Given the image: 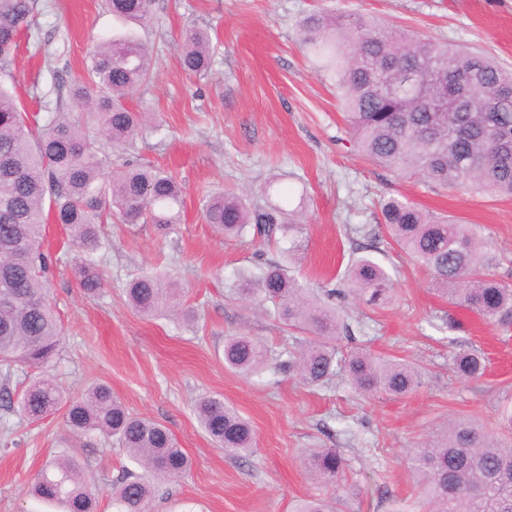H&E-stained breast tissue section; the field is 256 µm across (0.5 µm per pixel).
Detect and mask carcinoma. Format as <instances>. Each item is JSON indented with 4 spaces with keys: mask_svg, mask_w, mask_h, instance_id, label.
Masks as SVG:
<instances>
[{
    "mask_svg": "<svg viewBox=\"0 0 512 512\" xmlns=\"http://www.w3.org/2000/svg\"><path fill=\"white\" fill-rule=\"evenodd\" d=\"M152 0H106L112 14L135 25L151 18ZM38 0H0V367L37 370L59 352L63 329L49 298L54 266L44 250L47 221L63 226L83 260L74 268L79 288L96 295L105 278L96 254L104 247L101 225L116 212L125 224H151L164 232L180 223L183 189L165 171L125 164L105 171L99 147L82 130L83 118L97 123L112 146L132 138L145 122L127 95L152 77L148 46L128 30L93 44L88 79L69 86L72 102L85 114L49 112L31 117L8 87L10 65L22 32L35 24ZM302 43L331 74L353 146L370 162L396 173L461 191L512 196V71L480 53L417 38L363 15L312 13L302 22ZM181 65L203 75L210 69L207 31L185 30L178 45ZM445 102L444 111L436 104ZM379 223L411 260L429 269L435 290L488 325L512 327V283L489 273L494 264L488 241L466 224L436 217L406 199L379 203ZM282 205L253 209L231 192L204 196L202 217L226 237L250 233L267 244L284 240L283 260L268 261L254 275H240L234 293L258 297L270 314L302 333L278 366L302 382L322 386L344 374L364 395L406 397L422 386L418 367L359 347L347 354L339 344L354 340L342 311L309 294L286 263L299 255L296 234ZM368 305L392 302L387 272L369 256L346 269L343 288ZM132 308L147 317L180 308L181 295L161 273L141 274L126 288ZM271 358L259 340L244 334L224 340V363L246 375H261ZM458 376L479 378L485 364L474 350L451 357ZM20 413L37 421L60 410L78 438L96 434L117 439L146 474L122 471L112 481L114 512H150L154 484L183 477L191 467L167 427L134 416L99 384L79 399L54 381L33 380L22 394ZM202 429L228 455L248 458L255 445L250 423L217 397L196 404ZM303 464L336 488L330 499L300 500L293 512H341L347 489L344 458L334 448L310 454ZM418 476L419 504L427 512H512V443L497 432L458 420L431 433L408 461ZM30 492L63 512H96L95 490L75 457L52 459L35 476Z\"/></svg>",
    "mask_w": 512,
    "mask_h": 512,
    "instance_id": "cac0c4a2",
    "label": "carcinoma"
}]
</instances>
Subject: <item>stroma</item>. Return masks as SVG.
<instances>
[{"mask_svg": "<svg viewBox=\"0 0 512 512\" xmlns=\"http://www.w3.org/2000/svg\"><path fill=\"white\" fill-rule=\"evenodd\" d=\"M38 23L22 36L14 64L16 93L29 111L69 112L58 79L84 75L89 48L123 31L104 0H39ZM364 14L470 50L490 53L512 69V0H153L137 33L149 46L153 78L129 104L149 122L116 148L94 124L111 166L150 163L171 172L184 189L181 223L164 234L148 224L105 225L97 258L106 286L83 294L73 267L81 258L61 225L50 223L45 248L56 261L50 296L64 327L58 357L45 368L69 396L105 384L134 415L169 428L191 459L183 478L157 485L152 512H291L297 500L329 495L300 459L313 448H337L352 494L348 512H420L417 478L406 459L435 428L471 419L493 429L512 409V329L487 326L450 304L430 274L402 253L376 223L377 203L406 198L424 210L475 225L494 244L501 278L512 277V198L434 187L372 164L349 141L330 77L306 53L299 24L308 14ZM211 42L208 76L186 73L176 48L189 27ZM275 188L272 196L261 189ZM224 190L253 207L289 195L303 215L304 258L295 270L315 295L339 287L358 249L389 273L394 300L370 307L336 297L356 345L421 366L424 384L404 397L365 396L343 377L327 386L304 384L270 367L263 378L224 364V339L243 333L273 353L291 333L256 300L233 294L238 272L277 250L260 239L228 241L205 224L204 194ZM165 271L196 312L186 327L142 316L124 289L135 276ZM480 351L485 374L459 379L450 356ZM218 396L252 424L256 448L248 460L216 447L200 427L196 402ZM72 455L95 483L98 512H113L111 483L131 461L116 440L75 442L61 414L30 422L0 405V512H56L33 498L29 483L51 458Z\"/></svg>", "mask_w": 512, "mask_h": 512, "instance_id": "stroma-1", "label": "stroma"}]
</instances>
